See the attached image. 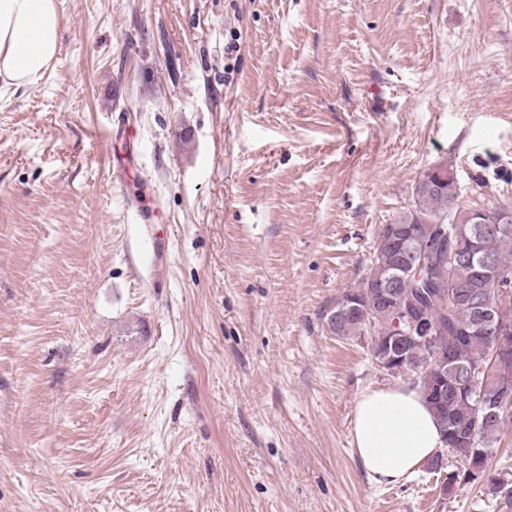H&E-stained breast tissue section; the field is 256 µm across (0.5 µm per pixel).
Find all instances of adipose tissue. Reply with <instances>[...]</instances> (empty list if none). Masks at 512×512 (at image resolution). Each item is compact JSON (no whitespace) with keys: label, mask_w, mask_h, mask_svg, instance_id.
<instances>
[{"label":"adipose tissue","mask_w":512,"mask_h":512,"mask_svg":"<svg viewBox=\"0 0 512 512\" xmlns=\"http://www.w3.org/2000/svg\"><path fill=\"white\" fill-rule=\"evenodd\" d=\"M59 54L55 0H0V96L36 83ZM352 440L366 475L401 484L445 446L420 386L367 390L357 400Z\"/></svg>","instance_id":"ef3b65f1"}]
</instances>
